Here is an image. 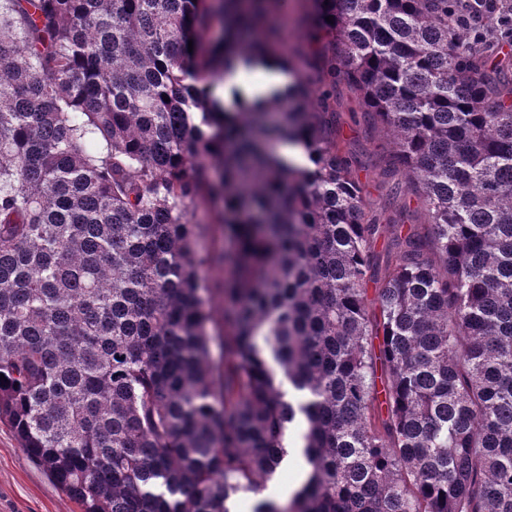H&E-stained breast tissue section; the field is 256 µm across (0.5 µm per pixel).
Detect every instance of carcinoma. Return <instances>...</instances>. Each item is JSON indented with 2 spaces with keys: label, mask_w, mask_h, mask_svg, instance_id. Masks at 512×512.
I'll list each match as a JSON object with an SVG mask.
<instances>
[{
  "label": "carcinoma",
  "mask_w": 512,
  "mask_h": 512,
  "mask_svg": "<svg viewBox=\"0 0 512 512\" xmlns=\"http://www.w3.org/2000/svg\"><path fill=\"white\" fill-rule=\"evenodd\" d=\"M450 3L299 0L290 56L288 0H0V421L81 512H232L299 421L253 512H512V58ZM296 58L315 87L211 92ZM338 77L403 175L376 212ZM201 277L206 281L209 288L213 289L212 308L217 316H220L224 309V295L215 288H220L224 282V267L214 266L201 272Z\"/></svg>",
  "instance_id": "1"
}]
</instances>
